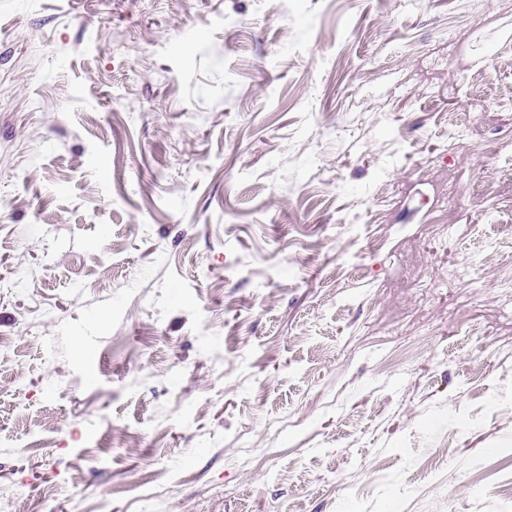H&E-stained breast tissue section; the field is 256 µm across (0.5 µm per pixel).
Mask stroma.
<instances>
[{
  "mask_svg": "<svg viewBox=\"0 0 512 512\" xmlns=\"http://www.w3.org/2000/svg\"><path fill=\"white\" fill-rule=\"evenodd\" d=\"M493 12L0 0V498L512 512V0ZM433 157L461 176L440 234Z\"/></svg>",
  "mask_w": 512,
  "mask_h": 512,
  "instance_id": "obj_1",
  "label": "stroma"
}]
</instances>
